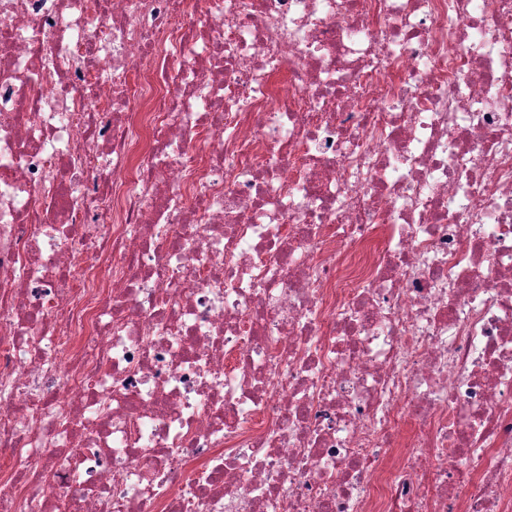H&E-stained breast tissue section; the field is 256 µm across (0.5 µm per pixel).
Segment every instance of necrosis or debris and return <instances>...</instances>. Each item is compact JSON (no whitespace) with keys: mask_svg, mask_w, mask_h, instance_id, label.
<instances>
[{"mask_svg":"<svg viewBox=\"0 0 512 512\" xmlns=\"http://www.w3.org/2000/svg\"><path fill=\"white\" fill-rule=\"evenodd\" d=\"M0 512H512V0H0Z\"/></svg>","mask_w":512,"mask_h":512,"instance_id":"1","label":"necrosis or debris"}]
</instances>
